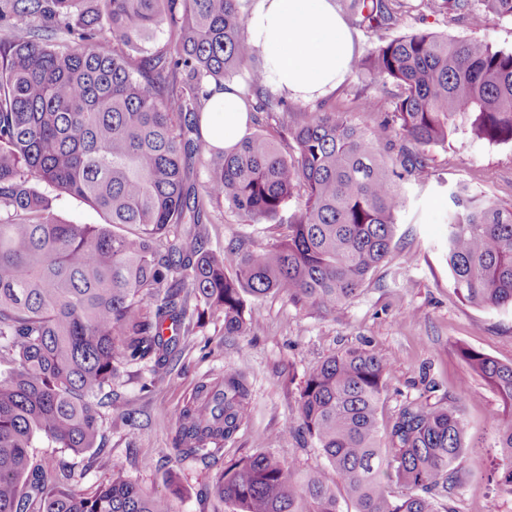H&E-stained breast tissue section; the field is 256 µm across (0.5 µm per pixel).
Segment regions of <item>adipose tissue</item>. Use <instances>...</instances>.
I'll use <instances>...</instances> for the list:
<instances>
[{"label":"adipose tissue","instance_id":"obj_1","mask_svg":"<svg viewBox=\"0 0 512 512\" xmlns=\"http://www.w3.org/2000/svg\"><path fill=\"white\" fill-rule=\"evenodd\" d=\"M247 33L261 52L272 92L310 101L331 93L350 73L353 37L333 0H255ZM247 122L238 86L210 87L201 128L211 146L233 149Z\"/></svg>","mask_w":512,"mask_h":512}]
</instances>
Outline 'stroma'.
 I'll return each instance as SVG.
<instances>
[{
	"label": "stroma",
	"instance_id": "obj_1",
	"mask_svg": "<svg viewBox=\"0 0 512 512\" xmlns=\"http://www.w3.org/2000/svg\"><path fill=\"white\" fill-rule=\"evenodd\" d=\"M400 29L444 32L512 49V20L493 17L476 29L436 11L428 0H410ZM376 94L374 87L350 76L325 101L353 124L370 128L379 115L360 111L358 102ZM428 156L426 175L403 186L406 205L394 249L354 301L323 314L274 294L250 297L246 309L259 325L255 334L225 335L223 316L210 314L180 338L164 380H154L149 362L122 363L121 379L113 387L121 406L100 410L102 452L76 458L46 440H35L34 456L50 482L61 481L59 465L66 462L74 472L71 487L90 495L119 470L143 492L169 497L174 512H226L215 491L225 465L270 451L302 469L320 470L329 485H338L320 450L291 431L298 426L299 394L313 366L356 346L379 352L392 364L379 409L381 423H388L404 401L419 397L425 379L434 380L440 392L460 394L468 449L455 491L458 512H512V494L489 477L499 456L492 446L494 428L512 423V410L459 355L460 348H472L512 362V308L484 309L464 302L452 286L442 253L449 182L461 181L477 194L512 203V147L460 136L448 149L430 148ZM287 233L284 225L243 223L224 207L211 209L206 226L210 247L224 251L231 264L237 241L256 248ZM228 370L245 371L252 381L247 421L213 457L175 459L173 438L182 407L199 382L221 380Z\"/></svg>",
	"mask_w": 512,
	"mask_h": 512
}]
</instances>
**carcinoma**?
<instances>
[{
  "label": "carcinoma",
  "mask_w": 512,
  "mask_h": 512,
  "mask_svg": "<svg viewBox=\"0 0 512 512\" xmlns=\"http://www.w3.org/2000/svg\"><path fill=\"white\" fill-rule=\"evenodd\" d=\"M431 2L472 27L491 15L512 20V0ZM336 6L377 35L351 64L390 93L389 112L367 130L268 90L246 32L251 0H0V19L50 18L74 37L69 45L41 25L0 40V361L11 363L0 373V512H173L168 498L119 471L90 496L47 486L31 458L35 439L76 456L101 450L97 397L112 399L119 361L167 372L176 338L166 331L182 335L210 312L224 316V335H249L247 295L324 312L352 302L392 250L402 185L426 173L427 149L460 134L512 146V50L428 31L391 36L407 0ZM236 80L249 116L274 127L230 152L208 149L207 88ZM202 152L206 180L189 183ZM53 192L104 223L61 220ZM448 198L443 255L453 287L478 307L512 306V203L461 182ZM209 204L248 223L285 222L288 238L258 251L238 244L229 274L202 232ZM463 357L512 405V362ZM390 369L358 347L318 362L295 434L321 450L353 512H440L467 448L457 397L406 401L383 428ZM251 404L243 371L199 383L179 414L178 454L211 456L236 437ZM494 440L492 473L512 493V424ZM216 491L228 512H341L318 472L270 453L225 465Z\"/></svg>",
  "instance_id": "cac0c4a2"
}]
</instances>
